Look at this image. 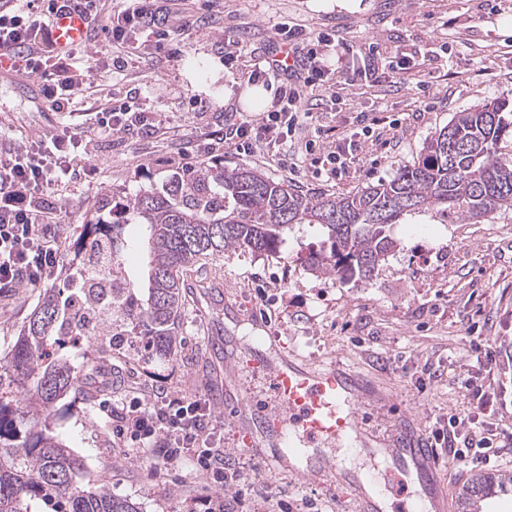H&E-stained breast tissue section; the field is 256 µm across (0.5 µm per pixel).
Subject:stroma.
I'll return each mask as SVG.
<instances>
[{"label":"stroma","instance_id":"obj_1","mask_svg":"<svg viewBox=\"0 0 512 512\" xmlns=\"http://www.w3.org/2000/svg\"><path fill=\"white\" fill-rule=\"evenodd\" d=\"M183 19L166 49L147 62L129 58L123 73L103 72L107 46L95 37L83 46L94 93L90 106L136 88L138 106L155 112L157 136L115 133L98 140L85 164L94 177L59 188L63 211L62 247L73 251L87 216L99 202L121 204L145 188H159L173 175L174 152L212 140L213 153L199 154L192 167L218 161L225 170L251 167L300 190L343 194L392 178L412 164L425 141L454 113L493 99L512 101V0H170ZM477 25H469V18ZM290 20L307 30L335 32L362 58L383 70L399 45L427 55L397 86L359 80L340 89L339 104L314 111L297 129L284 159L239 153L222 144L226 122L252 119L267 99H254L252 59L272 37L277 23ZM206 113H198V106ZM374 120L373 135L359 161L341 177H317L309 141L328 143ZM60 113L41 112L0 83V148L56 128ZM392 232L400 247L366 283L314 277L303 268L319 247L318 228L304 225L288 237L278 254L229 251L193 266L196 281L228 285L247 308L235 320L213 310L201 295L186 293L180 343L174 353L156 351L142 327L124 320L123 335L104 352L93 337L66 344L63 355L77 367L95 363L106 384L90 405L62 400L53 412V430L80 456L76 481L85 488L104 485L115 496L136 502L140 512H200L195 503L206 481L190 463L158 475L155 459L112 437L104 405L150 399L156 388L168 398H207L205 383L224 370V358L238 354L256 336L250 315L267 312L271 335L307 363L338 358L345 366L393 390L389 421L422 431L447 424L451 411H463L469 397L458 386L468 374L464 360L470 338L491 337L498 365L487 375L512 424V213L478 223L447 222L429 211L405 216ZM39 289L0 293V352L16 341L35 307ZM225 343L211 352L208 339ZM226 466L244 476L240 491L225 494L228 512H273L276 500H315L318 512H348L340 490L309 484L290 472L271 473L265 463L229 447L230 415L211 408Z\"/></svg>","mask_w":512,"mask_h":512}]
</instances>
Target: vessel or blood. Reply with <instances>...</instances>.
Returning a JSON list of instances; mask_svg holds the SVG:
<instances>
[{
	"mask_svg": "<svg viewBox=\"0 0 512 512\" xmlns=\"http://www.w3.org/2000/svg\"><path fill=\"white\" fill-rule=\"evenodd\" d=\"M51 23L57 49L86 43L90 26L82 10L68 7ZM269 386L272 410L246 399L244 376ZM232 392L233 447L261 459L272 473H298L305 481L341 488L355 512H449L441 473L422 431L385 422L368 427L355 406L368 397L377 416L383 417L393 397L365 393L341 361L319 366L299 362L295 356L270 357L258 347L243 350L224 362V382L209 388L215 404ZM378 441L374 468L350 473L339 459L362 453L367 438Z\"/></svg>",
	"mask_w": 512,
	"mask_h": 512,
	"instance_id": "b4317fda",
	"label": "vessel or blood"
}]
</instances>
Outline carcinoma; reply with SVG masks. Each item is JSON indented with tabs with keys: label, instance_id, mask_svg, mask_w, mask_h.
I'll list each match as a JSON object with an SVG mask.
<instances>
[{
	"label": "carcinoma",
	"instance_id": "cac0c4a2",
	"mask_svg": "<svg viewBox=\"0 0 512 512\" xmlns=\"http://www.w3.org/2000/svg\"><path fill=\"white\" fill-rule=\"evenodd\" d=\"M509 136L512 102L487 100L455 113L392 179L342 195L301 192L258 170L229 172L220 164L173 176L163 190L145 189L125 208L144 227L145 271L138 282L122 273L112 304L169 352L185 301L183 272L226 251L276 254L297 224L317 225L323 233L305 270L320 278L368 281L399 246L392 225L410 213L437 210L456 222L512 211V154L501 151ZM102 210L85 224L73 259L81 268L87 246L105 252L99 278L76 276L90 301L94 285L121 273L104 239L109 221ZM80 322L71 296L46 290L17 342L0 354V382L8 375L16 392L14 404L0 399V512H33L34 502L47 512H138L105 485L79 487L81 459L51 427L53 408L67 394L74 402L91 401L90 392L75 385L76 368L51 354ZM510 488L512 474L476 471L461 494L462 512H481L477 503Z\"/></svg>",
	"mask_w": 512,
	"mask_h": 512
}]
</instances>
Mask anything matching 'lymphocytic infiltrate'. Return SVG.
Returning <instances> with one entry per match:
<instances>
[{"mask_svg":"<svg viewBox=\"0 0 512 512\" xmlns=\"http://www.w3.org/2000/svg\"><path fill=\"white\" fill-rule=\"evenodd\" d=\"M63 7L64 0H0V60L18 64L37 77L41 99L51 110L71 112L78 97L91 94L93 82L88 69L76 66L75 52L54 47L50 17ZM172 20L170 10L158 0H140L136 7L115 12L102 28L113 48L105 60L106 69L123 71L128 55L140 49L144 32H151L154 48L162 49ZM333 41L328 32L311 37L290 22L278 23L268 48L253 63L255 78L277 84L272 103L258 119L228 123L225 143L240 152L279 154L301 123L303 98L349 71L372 79L370 69L357 65L353 48L341 47L335 62H328L324 49ZM283 45L293 54L292 64L285 68L276 57ZM91 129L94 137L135 129L152 133L155 115L116 100L97 110ZM370 131V126H362L327 146L321 162L325 175L337 176L349 167ZM92 147V140H84L78 129L62 125L50 137L0 151V292L20 285L39 288L55 277L63 251L61 210L52 193L72 183L77 174L95 175L92 167L76 169L83 150ZM461 385L471 394L474 409L449 414L447 428L431 430L430 445H447L449 457L463 463L498 465L502 444L496 427L486 419L495 394L472 376L462 379ZM211 430L210 415L200 401L173 402L161 390L150 402L136 399L112 411L113 435L150 449L165 470L191 460L196 470L209 477V491L199 498L204 512H224L218 492L225 483H241L242 476L225 467L220 450L209 447Z\"/></svg>","mask_w":512,"mask_h":512,"instance_id":"f902f5d3","label":"lymphocytic infiltrate"}]
</instances>
